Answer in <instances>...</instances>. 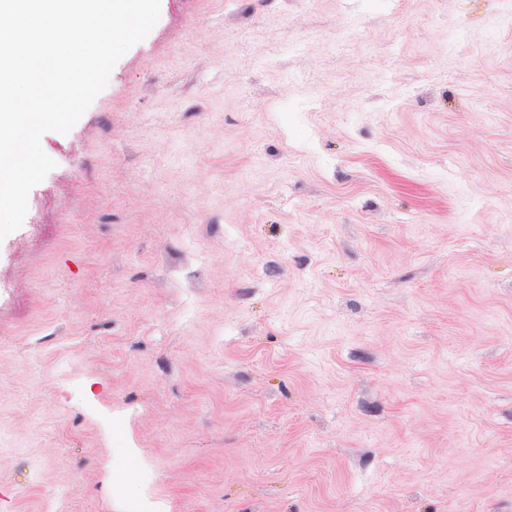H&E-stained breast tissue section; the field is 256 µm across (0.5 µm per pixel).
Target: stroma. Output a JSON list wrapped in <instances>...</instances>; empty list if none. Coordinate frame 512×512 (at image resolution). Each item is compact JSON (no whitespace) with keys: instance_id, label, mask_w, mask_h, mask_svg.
Wrapping results in <instances>:
<instances>
[{"instance_id":"stroma-1","label":"stroma","mask_w":512,"mask_h":512,"mask_svg":"<svg viewBox=\"0 0 512 512\" xmlns=\"http://www.w3.org/2000/svg\"><path fill=\"white\" fill-rule=\"evenodd\" d=\"M502 0H161L0 240L8 512H512Z\"/></svg>"}]
</instances>
